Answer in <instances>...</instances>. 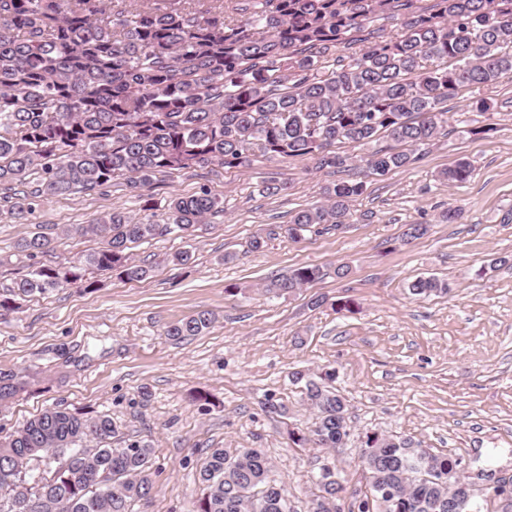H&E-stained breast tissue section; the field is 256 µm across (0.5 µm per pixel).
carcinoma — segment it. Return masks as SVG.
<instances>
[{"mask_svg":"<svg viewBox=\"0 0 512 512\" xmlns=\"http://www.w3.org/2000/svg\"><path fill=\"white\" fill-rule=\"evenodd\" d=\"M380 19L397 20L401 34L336 54ZM504 79L512 80V0H435L427 13L410 10L409 0H144L131 15L111 11L107 0H0V187L11 191L37 177L32 197L11 205L21 215L36 198L94 191L120 178L151 211L158 174L237 167L257 154L309 155L319 169H345L354 158L336 144L364 146L381 133L433 146L448 124L441 104L464 87ZM413 161L412 153L391 149L359 157L360 168L376 176ZM471 174L461 160L442 179L462 183ZM364 190L362 180L325 188L321 204L298 210L282 227L285 236L350 223V203ZM163 209L162 224L112 211L62 229L95 237L102 248L78 264L41 265L13 281L0 293V317L18 309L19 299L94 288L86 267L114 270L128 282L148 279L153 267L135 261L130 245L192 236L224 211V201L203 188L170 197ZM52 240L38 232L17 249L32 260ZM321 278L319 267L304 265L263 289L292 293ZM409 290L428 297L448 286L427 277ZM213 322L202 311L165 335L198 336ZM292 376L304 383L316 422L310 435L291 432L289 439L344 447L345 398L302 370ZM27 384L0 370V404ZM114 433L107 415L54 405L1 435L0 512H130L132 501L151 499L154 448L138 441L114 448ZM44 458L58 466L34 472L30 464ZM360 459L368 483L347 504L336 468L318 465L310 512H479L473 500L458 499L459 458L373 433ZM198 481L200 512H293L288 488L260 448L209 449Z\"/></svg>","mask_w":512,"mask_h":512,"instance_id":"cac0c4a2","label":"carcinoma"}]
</instances>
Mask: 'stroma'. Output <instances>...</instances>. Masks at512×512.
<instances>
[{
	"label": "stroma",
	"mask_w": 512,
	"mask_h": 512,
	"mask_svg": "<svg viewBox=\"0 0 512 512\" xmlns=\"http://www.w3.org/2000/svg\"><path fill=\"white\" fill-rule=\"evenodd\" d=\"M482 98L493 111H476ZM446 107L447 136L418 149L408 167L366 178L351 223L315 227L296 242L281 225L338 179L310 157L256 156L238 168L157 177L155 200L205 188L223 199V212L196 238L135 244V260L154 268L147 280L90 270L93 290L59 289L0 317V370L26 368L40 379L39 391L0 407V435L56 403L110 416L113 447L138 440L154 450L155 492L133 501L132 512H197V475L213 448L264 449L296 512H307L317 458L335 461L347 492L364 488L358 450L373 432L462 459L478 489L487 476L512 478V268L491 265L512 254V82L462 89ZM485 125L489 133L476 134ZM462 159L473 167L467 181L440 179ZM273 179L287 188L270 196ZM451 207L461 218L441 222ZM115 208L141 209L121 179L102 192L37 201L22 219L1 210L0 288L29 271L16 255L19 239L58 225L40 261L64 263L100 242L62 228ZM411 224L427 225V234L405 239ZM257 236L265 244L256 250ZM180 249L192 250V264H167ZM342 264L349 272L340 278ZM303 265L323 278L291 295L263 292V282ZM426 277L445 281L447 293L412 296L410 284ZM314 295L325 299L316 309ZM203 310L216 320L202 334L165 336L167 325ZM331 368L350 441L329 453L295 446L289 431L312 426L314 415L292 374ZM271 394L280 412L266 411Z\"/></svg>",
	"instance_id": "obj_1"
}]
</instances>
